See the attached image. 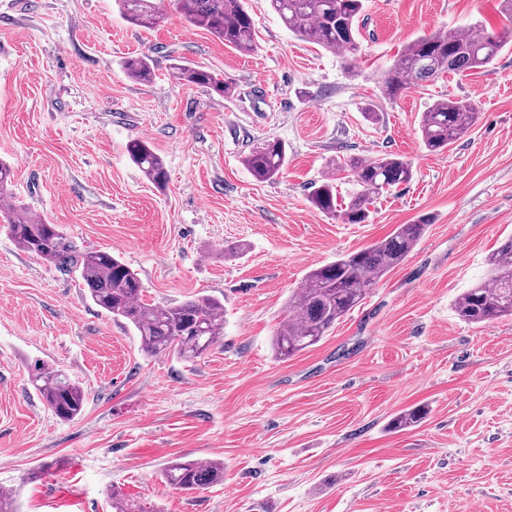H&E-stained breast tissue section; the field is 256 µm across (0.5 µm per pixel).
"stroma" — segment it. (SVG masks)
<instances>
[{"label":"stroma","instance_id":"35a3bbf8","mask_svg":"<svg viewBox=\"0 0 512 512\" xmlns=\"http://www.w3.org/2000/svg\"><path fill=\"white\" fill-rule=\"evenodd\" d=\"M246 3L256 49L244 54L173 0L151 30L114 0H0V158L18 204L79 249L118 254L148 302L224 304V335L202 358L150 355L79 273L0 232V490L19 512H112L116 496L139 512H512V318L471 325L454 309L512 236V44L482 73L381 94L406 44L500 32L502 0H368L351 63L298 39L269 0ZM141 53L147 83L123 70ZM177 61L227 75L232 92L181 83ZM448 96L479 119L431 154L419 122ZM134 138L163 158L165 186L129 160ZM269 138L287 163L260 182L241 160ZM384 153L414 177L373 199L366 223L310 205L323 177L352 190L344 160ZM422 215L418 246L327 337L276 356L271 338L312 265ZM238 244L245 254H230ZM38 365L83 388L81 415L48 410ZM415 406L428 410L418 427L390 429ZM178 458L223 461V483L169 486L161 471Z\"/></svg>","mask_w":512,"mask_h":512}]
</instances>
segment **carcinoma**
<instances>
[{
	"label": "carcinoma",
	"mask_w": 512,
	"mask_h": 512,
	"mask_svg": "<svg viewBox=\"0 0 512 512\" xmlns=\"http://www.w3.org/2000/svg\"><path fill=\"white\" fill-rule=\"evenodd\" d=\"M273 10L297 37L353 60L361 52L359 19L364 0H270ZM122 18L137 27L152 29L163 13L152 0H116ZM177 8L190 24L210 31L239 52L255 47L254 23L244 0H177ZM512 43V26L497 34L481 29L474 33L446 32L411 41L381 79L383 94L395 100L411 85L431 82L443 74L478 73L490 67L505 46ZM127 76L138 82L153 77L146 55L124 61ZM179 80L208 87L225 95L231 82L201 66H174ZM477 109L462 100L442 98L423 113L419 131L426 150L439 154L477 121ZM130 160L143 175L161 187L166 180L162 157L142 139L126 144ZM287 160L284 144L267 139L253 147L243 165L259 181L274 179ZM354 189L348 199L338 201L336 182L324 177L309 195L318 211L341 217L347 224H363L370 214L369 201L385 189L411 181L413 166L397 155L371 159L350 158ZM0 230L28 253L60 268H75L87 286L92 302L125 320L140 336L148 354L172 352L186 360L201 357L224 335V303L213 297L186 299L160 307L144 301L138 274L108 251H81L54 224L34 217L25 207L11 204L0 213ZM431 218L422 216L412 224H401L394 232L356 252L310 269L301 287L288 301L285 321L272 343L286 360L318 344L336 323L372 290L379 279L399 265L418 245ZM489 278L466 289L456 300L458 317L471 324L512 317V237L502 241L488 258ZM33 382L51 412L62 421L81 414L84 392L62 371L39 367ZM422 408L396 414L390 427L396 431L418 426L425 418ZM165 481L184 492L208 488L224 480V463L217 460H176L163 470Z\"/></svg>",
	"instance_id": "cac0c4a2"
}]
</instances>
